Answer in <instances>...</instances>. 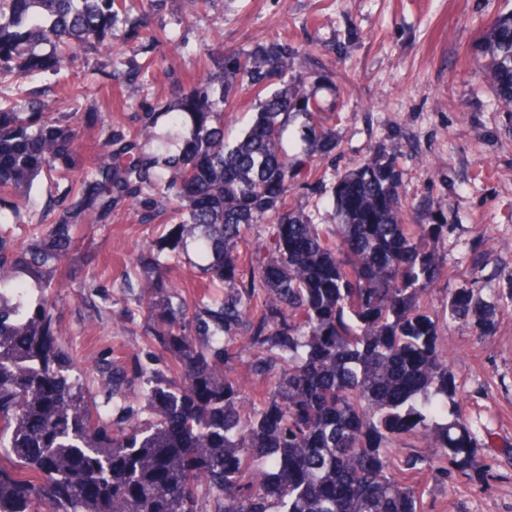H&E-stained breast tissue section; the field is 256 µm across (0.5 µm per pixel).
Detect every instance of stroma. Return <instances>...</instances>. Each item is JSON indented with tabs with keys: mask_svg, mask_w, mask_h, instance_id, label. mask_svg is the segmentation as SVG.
Listing matches in <instances>:
<instances>
[{
	"mask_svg": "<svg viewBox=\"0 0 512 512\" xmlns=\"http://www.w3.org/2000/svg\"><path fill=\"white\" fill-rule=\"evenodd\" d=\"M512 0H131L111 56L77 53L69 81L83 89L65 100L54 75L38 84L58 109L85 131L75 171L91 167L112 130L132 128L137 113L173 100L205 79L219 57L259 60L265 47L285 42L291 66L308 75L324 108L334 110L336 148L315 159L287 203L335 233L336 176L378 158L394 157L412 224L444 219L450 230L437 248L448 268L422 302L442 322L449 290L472 279L471 248L485 254L484 293L496 305L491 336L477 340L469 325L450 326V370L463 417L476 440V458L497 477L484 486L461 476L421 483L424 512H512V109L478 70L483 34ZM146 18L161 42L135 34ZM168 225H143L125 209L107 224L77 233L62 266L66 288L54 293L24 273L6 296L22 288L27 302L46 301L69 362L111 414L104 361L136 372L140 364L173 373L171 356L144 332L140 301L149 279L134 266L137 247L162 240Z\"/></svg>",
	"mask_w": 512,
	"mask_h": 512,
	"instance_id": "stroma-1",
	"label": "stroma"
}]
</instances>
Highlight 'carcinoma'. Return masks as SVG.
<instances>
[{
    "instance_id": "1",
    "label": "carcinoma",
    "mask_w": 512,
    "mask_h": 512,
    "mask_svg": "<svg viewBox=\"0 0 512 512\" xmlns=\"http://www.w3.org/2000/svg\"><path fill=\"white\" fill-rule=\"evenodd\" d=\"M125 0H0V78L60 74L78 51L112 52ZM485 72L499 101L512 95V12L484 33ZM293 48L274 43L260 65L233 58L182 92L176 125L191 124L176 153L146 152L139 140L157 113L137 115L134 132L116 131L109 149L77 178L71 160L81 128L25 89L29 111L0 94V201L26 193L44 171L69 182L53 221L23 220L0 205V287L16 272L42 288L56 278L91 217L120 206L137 223H173L138 250L136 266L154 275V297L140 305L150 334L180 368L173 379L120 365L104 371L111 394L138 385L152 420L109 426L93 419L79 378L63 365L51 309L26 306L0 290V512H421L419 485L494 478L477 464L476 439L459 412L449 369L450 324L490 335L496 307L473 281L448 292L445 332L420 310L448 258L435 242L450 225L404 223L395 161L386 156L341 176L333 199L341 224L330 239L286 197L309 160L336 147L330 118L315 114L308 78L291 72ZM257 112L233 143L224 141V104L241 85ZM304 152L282 144L298 115ZM27 223L19 247L8 226ZM262 231L251 251L245 233ZM193 239L207 263V285L224 292L189 311L168 272ZM278 350L255 361L256 382L238 379L228 350ZM263 394L254 401L247 390ZM415 433L434 459L395 465L389 448Z\"/></svg>"
}]
</instances>
